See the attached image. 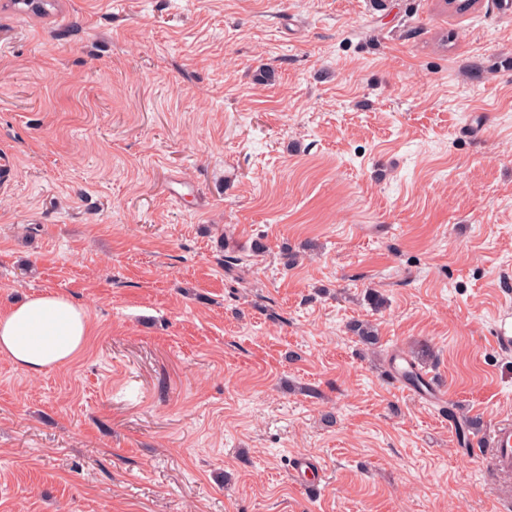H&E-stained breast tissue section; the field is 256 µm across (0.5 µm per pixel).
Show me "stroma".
<instances>
[{"label": "stroma", "mask_w": 512, "mask_h": 512, "mask_svg": "<svg viewBox=\"0 0 512 512\" xmlns=\"http://www.w3.org/2000/svg\"><path fill=\"white\" fill-rule=\"evenodd\" d=\"M48 293L0 512H507L512 0H0V312ZM89 321L68 298L47 294L0 314V353L30 374L72 360L85 346ZM492 465L504 480L512 479V422L502 421L495 425L491 442Z\"/></svg>", "instance_id": "stroma-1"}]
</instances>
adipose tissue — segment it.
I'll return each instance as SVG.
<instances>
[{
  "label": "adipose tissue",
  "instance_id": "ef3b65f1",
  "mask_svg": "<svg viewBox=\"0 0 512 512\" xmlns=\"http://www.w3.org/2000/svg\"><path fill=\"white\" fill-rule=\"evenodd\" d=\"M88 333L82 307L61 295H41L0 313V354L38 374L72 360Z\"/></svg>",
  "mask_w": 512,
  "mask_h": 512
}]
</instances>
